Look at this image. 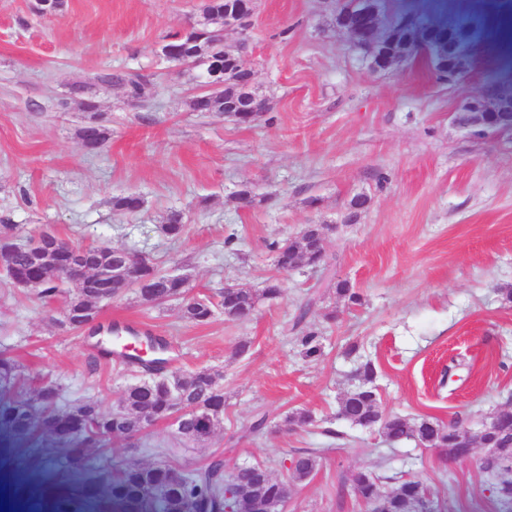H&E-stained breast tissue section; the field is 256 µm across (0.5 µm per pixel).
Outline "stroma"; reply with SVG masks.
Masks as SVG:
<instances>
[{"label":"stroma","mask_w":512,"mask_h":512,"mask_svg":"<svg viewBox=\"0 0 512 512\" xmlns=\"http://www.w3.org/2000/svg\"><path fill=\"white\" fill-rule=\"evenodd\" d=\"M36 2L0 0V231L23 240L52 228L143 253L207 293L283 282L281 296L260 301L248 322L219 311L192 324L177 303L155 308L132 292L102 307L100 324L134 321L166 339L169 370L223 371L225 400L206 442L172 445L160 423L134 448L112 438L107 464L153 463L169 448L188 473L219 455L227 468L261 462L283 479L291 456L313 449L317 469L285 512H368L342 487L360 469L380 476L386 492L398 477L421 479L436 512H499L494 481L477 461L442 463L435 450L386 442L336 410L367 359L384 410L413 422L456 420L473 430L512 402V134L477 135L457 120L462 103L491 83L512 88V0H390L466 21L474 63L453 85L423 61L373 72L337 29L335 0H258L250 58L275 105L250 128L191 111V70L160 53L170 33L198 19L202 0H65L52 14ZM106 72L140 76L145 97L101 84ZM84 97L109 130L94 156L78 136L96 114L83 110ZM247 187L258 197L250 206L238 198ZM126 193L144 199L136 214L112 208ZM359 193L370 206L347 222ZM172 209L188 224L177 241L160 232ZM307 224L337 227L324 268L279 274L268 242ZM331 278L350 281L361 304L325 288ZM307 302V321L321 332L313 361L294 328ZM60 317V303L42 304L0 276V351L19 360L28 388L48 379L62 404L90 398L112 411L139 368L98 358L90 341L60 330ZM243 341L250 349L240 356ZM296 409L314 423L285 429ZM262 416L266 429L250 433ZM0 495L15 512H57L35 460L1 439Z\"/></svg>","instance_id":"35a3bbf8"}]
</instances>
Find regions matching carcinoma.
I'll use <instances>...</instances> for the list:
<instances>
[{
	"label": "carcinoma",
	"instance_id": "1",
	"mask_svg": "<svg viewBox=\"0 0 512 512\" xmlns=\"http://www.w3.org/2000/svg\"><path fill=\"white\" fill-rule=\"evenodd\" d=\"M224 5L225 0H204L201 19L186 31L169 35L166 47L174 50L172 57L179 60V50L188 47L195 50V59L206 62L212 57L224 54ZM387 0H380L379 16L381 22L398 33L395 46L404 54L415 59L426 58L430 67H435L432 60L433 49L419 43L416 32L426 25L434 26L439 34L448 32V28L462 29V24L453 20H432L409 11H395L386 15ZM105 83L114 81L124 84L128 93L135 98L145 95V85L132 78L114 77L104 74ZM80 140L89 152L102 148L108 138L107 127L102 121H95L79 131ZM144 204L141 196L128 193L112 198V208L121 213H136ZM162 234L178 240L187 232V224L179 211L166 215L160 225ZM279 272L299 268L297 262L304 266L316 267L324 259L322 245L319 244L314 230L305 226L298 234L278 239L269 244ZM166 272L157 263L147 258L136 270V278L144 285H128L120 280L112 287L115 298L129 291L137 294L143 302L151 306H162L164 302L155 296V291L166 287ZM42 277L35 294L38 299L49 303L70 299L89 309L97 308V301L76 287L64 288L65 277L57 268L41 270ZM282 284L277 278H271L262 289L240 287L234 293L220 290V300L193 292L192 288L182 290L180 312L183 319L195 324H206L217 309H222L224 317L230 321H245L256 310L260 300H274L281 295ZM312 306L307 302L299 308L295 326L300 328L298 342L301 352L308 359H318L322 355L319 334L305 327V322ZM157 357L147 364L130 345L119 348H105L98 353L101 358L116 356L124 363L140 367L146 377L129 384L119 405L109 413L100 411L98 406L85 400L66 409L58 407L59 398L52 401L43 400L40 394L23 397L20 386L23 379L22 366L10 354L0 353V434L12 437L16 444L34 442V449L39 467L54 478V487L58 498L70 503L94 504L99 512H217V510L234 505L235 498L227 497L231 489L224 476V459L216 457L204 468L185 474L182 490L178 491L163 483L165 476L177 472L173 465L164 461L144 464L130 459L110 468H101L88 460V448L97 445L102 439L123 436L128 439L164 419L176 403H181L184 410L182 430L176 433L177 444L189 446L206 441L213 432L211 428L199 425L196 409L200 405H215L220 420L224 414V384L222 374L214 368H200L188 374L167 371L168 360L164 354L167 343L155 336H145ZM377 377L375 364L367 360L359 364L354 378L359 385L348 392L338 404L336 418L353 426L369 429L372 425L380 426L381 436L390 442L413 440L433 448L448 440V436L457 432L459 424L433 422L422 419L411 422L405 417L387 415L381 404L380 395L373 382ZM314 422L313 415L307 410H296L283 420V425L292 428H306ZM304 461V466L289 475L295 483L306 480L317 465V456L309 449L297 452ZM349 486L356 490L358 496L371 505L381 495L380 477L366 471H356L348 479ZM396 493H411L426 496L427 487L420 479L401 482Z\"/></svg>",
	"mask_w": 512,
	"mask_h": 512
}]
</instances>
